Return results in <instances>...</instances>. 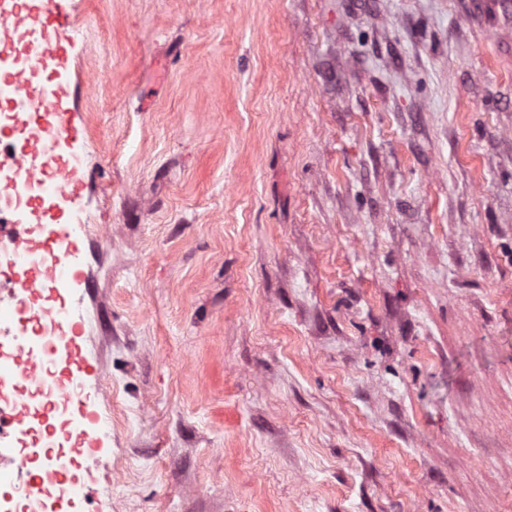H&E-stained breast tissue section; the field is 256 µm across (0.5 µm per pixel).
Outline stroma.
Masks as SVG:
<instances>
[{
  "label": "stroma",
  "mask_w": 512,
  "mask_h": 512,
  "mask_svg": "<svg viewBox=\"0 0 512 512\" xmlns=\"http://www.w3.org/2000/svg\"><path fill=\"white\" fill-rule=\"evenodd\" d=\"M62 8L89 512H512V15Z\"/></svg>",
  "instance_id": "obj_1"
}]
</instances>
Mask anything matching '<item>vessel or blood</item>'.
<instances>
[{"label":"vessel or blood","mask_w":512,"mask_h":512,"mask_svg":"<svg viewBox=\"0 0 512 512\" xmlns=\"http://www.w3.org/2000/svg\"><path fill=\"white\" fill-rule=\"evenodd\" d=\"M69 28L59 0H0V57L13 54L15 34L38 38L27 67H0V91L26 117L0 129V164L13 173L0 179V289L10 301L0 320V447L25 441L88 460L108 433L82 328L86 130L70 101ZM38 378L49 386L40 412L29 388Z\"/></svg>","instance_id":"b4317fda"}]
</instances>
